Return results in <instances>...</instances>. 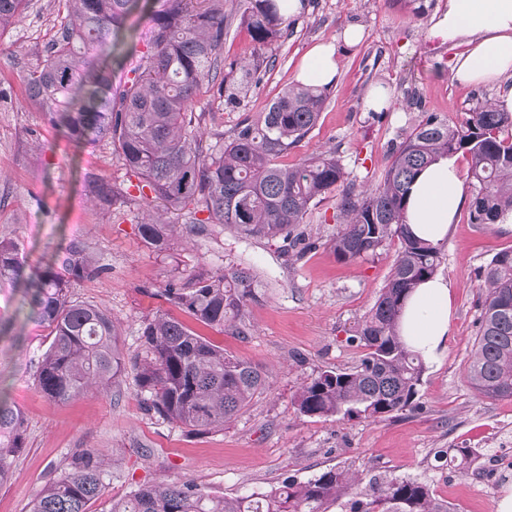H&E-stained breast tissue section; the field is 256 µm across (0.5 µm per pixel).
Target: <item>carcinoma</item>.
<instances>
[{"label": "carcinoma", "mask_w": 512, "mask_h": 512, "mask_svg": "<svg viewBox=\"0 0 512 512\" xmlns=\"http://www.w3.org/2000/svg\"><path fill=\"white\" fill-rule=\"evenodd\" d=\"M29 0H0V26L10 23ZM138 0H59L55 38L25 78L26 103L74 141L92 131L116 147L124 168L166 209L148 210L138 232L151 248L170 249L177 230L167 209L202 205L209 219L247 237L281 240L295 250V233L309 208L342 182L345 171L332 154L293 164L276 162L318 124L327 88L292 82L254 121H243L230 140L203 148L204 132L192 110L224 44V0H158L149 49L136 60V76L112 81V63L122 65L125 20ZM243 21L258 46L281 38L283 17L276 0H244ZM250 69L230 67L217 84L234 107L257 87ZM468 158L472 190L470 223L491 226L512 213V113L488 101L459 123L430 114L405 134L392 152L383 179L362 194L345 190L342 225L330 241L344 263L377 255L400 243L385 286L349 343L363 349L351 369H327L303 384L293 404L307 418L384 421L417 406L425 366L402 342L398 321L406 296L434 276L440 249L411 236L403 223L406 193L416 174L444 154ZM18 244L0 240V283L22 275ZM101 270L90 244L74 238L63 255L27 284L29 316L49 330L51 342L39 361L38 389L63 402L112 386L125 371L119 327L106 307L77 301L72 290ZM486 297L467 377L490 400L512 399V248L484 267ZM263 287L248 267L218 269L171 279L162 297L204 328L244 332L249 302ZM140 351L132 358L135 381L148 395V409L194 434L224 429L266 391L263 368L224 352L185 321L166 313L145 319ZM24 421L6 395L0 396V484L23 447ZM476 454L455 448L449 463L470 468ZM106 455L72 454L59 477L38 493L31 512H89L103 486ZM356 478L331 468L306 481L290 480L265 493L213 495L191 481L159 483L112 500L109 512H327ZM350 512H450L431 485L390 478L369 484Z\"/></svg>", "instance_id": "obj_1"}]
</instances>
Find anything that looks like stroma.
<instances>
[{
	"mask_svg": "<svg viewBox=\"0 0 512 512\" xmlns=\"http://www.w3.org/2000/svg\"><path fill=\"white\" fill-rule=\"evenodd\" d=\"M306 2L302 14L285 20L282 37L258 50L242 22L241 0H226L221 71L257 53L266 67L257 88L237 107H225L213 90L193 105L205 144H213L241 121L256 119L293 81L313 45L335 44L338 80L316 128L287 160L334 152L345 181L299 224L307 244L299 256L280 243L207 222L198 205L174 214L180 237L172 249L160 253L146 245L137 223L148 201L129 199L104 209L88 189L98 178L118 191L130 184L111 141H73L25 102L24 78L56 33L55 0H30L20 16L0 28V238L20 243L24 275L22 281L0 283V390L25 422L24 446L8 481L0 484V512H31L37 493L59 476L67 458L91 450L105 452L109 461L91 512H108L112 499L158 482L190 480L234 497L267 492L287 479L303 482L332 467L365 482L392 477L428 482L451 512H497L498 501L512 490V400L486 399L467 379L485 299L480 272L497 252L512 247L510 227L478 226L460 212L438 268L452 286L453 337L439 360L427 363L417 408L374 422L306 418L292 402L320 370L358 363L362 350L347 338L376 301L399 250L393 240L374 257L336 261L329 241L340 226L345 188L359 193L377 184L393 146L425 116L455 122L476 102L497 97L494 86L453 79L454 51L431 35L428 24L443 0ZM153 9L152 0H140L126 21L129 60L147 49ZM349 26L363 33L352 46L342 41ZM378 85L391 92L389 108L364 111L365 96ZM32 130L39 133L42 149L31 148ZM198 220L205 221L204 231L190 232ZM76 237L91 244L108 270L81 281L74 293L111 311L129 355L139 348L144 318L166 309L161 291L172 277L252 268L264 286L247 306L246 333L214 331L210 337L225 352L266 367L269 389L224 430L200 436L149 411L130 370L106 394L65 402L44 397L35 376L50 338L26 317L24 281ZM447 448H482L497 454L498 465L492 476L478 481L471 471L455 470L438 458Z\"/></svg>",
	"mask_w": 512,
	"mask_h": 512,
	"instance_id": "stroma-1",
	"label": "stroma"
}]
</instances>
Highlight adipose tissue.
I'll return each mask as SVG.
<instances>
[{
    "label": "adipose tissue",
    "mask_w": 512,
    "mask_h": 512,
    "mask_svg": "<svg viewBox=\"0 0 512 512\" xmlns=\"http://www.w3.org/2000/svg\"><path fill=\"white\" fill-rule=\"evenodd\" d=\"M433 37L454 48L451 70L458 81L501 84L512 78V0H445L429 20ZM334 47L316 45L296 75L305 85L334 82ZM467 198L458 156L444 155L410 184L404 222L418 238L441 246ZM404 343L423 359L433 360L447 348L452 334V288L433 277L420 283L405 302L399 322Z\"/></svg>",
    "instance_id": "adipose-tissue-1"
}]
</instances>
